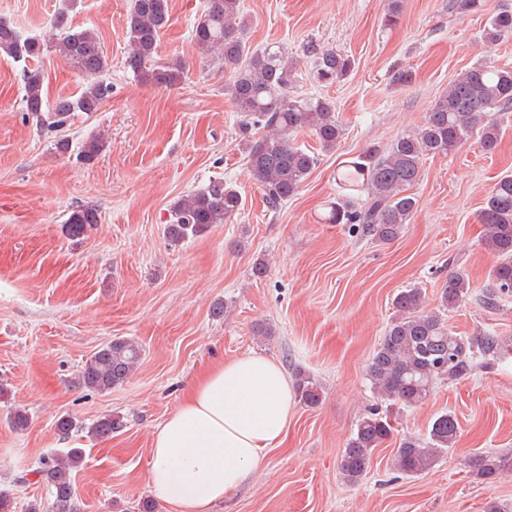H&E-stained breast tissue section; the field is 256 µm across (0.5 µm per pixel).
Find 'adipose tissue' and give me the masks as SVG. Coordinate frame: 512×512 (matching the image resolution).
<instances>
[{
    "label": "adipose tissue",
    "instance_id": "adipose-tissue-1",
    "mask_svg": "<svg viewBox=\"0 0 512 512\" xmlns=\"http://www.w3.org/2000/svg\"><path fill=\"white\" fill-rule=\"evenodd\" d=\"M291 388L279 363L248 354L211 368L152 442L148 482L172 512H214L288 430Z\"/></svg>",
    "mask_w": 512,
    "mask_h": 512
}]
</instances>
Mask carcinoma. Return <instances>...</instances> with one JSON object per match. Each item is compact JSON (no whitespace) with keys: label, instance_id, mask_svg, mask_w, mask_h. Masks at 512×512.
Returning <instances> with one entry per match:
<instances>
[{"label":"carcinoma","instance_id":"cac0c4a2","mask_svg":"<svg viewBox=\"0 0 512 512\" xmlns=\"http://www.w3.org/2000/svg\"><path fill=\"white\" fill-rule=\"evenodd\" d=\"M170 21L169 0H131L127 14L130 51L126 67L144 84L173 87L184 80L185 67L178 60L155 61L157 43ZM57 37L53 46L35 39H21L10 24L0 22V54L14 60L37 59L54 49L70 65L93 78L78 96H63L53 103L44 99V75L26 69L24 107L36 127L55 136L54 148L60 153L72 150L69 139L60 134L74 116L91 114L112 95V83L103 79L108 57L92 29L68 24L66 12L53 19ZM512 35V8L493 14L483 38L494 45ZM200 49L215 54L232 67L226 91L238 111L245 114V127L265 130L259 138L245 142L244 153L251 175L262 190L267 206L278 209L295 196L320 163L319 155L296 144V137L309 130L321 149H336L343 136V125L333 102L323 97H300L288 93L293 67L282 48L268 45L254 49L240 15V0H207V10L193 29ZM354 68V60L333 49L313 52L311 74L319 84L344 80ZM512 108V68L477 63L461 72L432 102L421 125L399 136L388 148L370 149L356 161L343 163L336 170V183L342 197L331 203V224H351L360 236L377 244L396 240L409 223L416 200L409 190L420 180L424 160L448 155L473 134L479 135L482 149L492 151L501 128L494 113ZM104 147L94 135L77 150V158L92 163ZM366 194L364 205L351 198ZM241 206L236 190L223 181H213L205 189L177 200L171 207L165 235L181 243L214 224H222ZM485 225L484 245L496 257L491 270L492 289L483 303L494 307L512 294V175L501 177L491 188L479 213ZM99 222L98 212L80 207L65 223L68 237L80 239ZM470 294V280L463 270L448 275L440 288L439 309L422 310L419 289L410 288L393 299L394 315L384 337L366 366V376L377 402L358 419L341 456L344 479L358 483L366 475L371 458L393 433V411L413 408L424 402L438 381H457L469 376L476 365L492 366L512 354V341L488 331L469 337L455 334L448 327L445 313L453 310ZM142 355L139 344L127 338H114L97 350L76 373L75 383L91 391L105 392L126 382ZM296 391L307 407L318 406L323 397L320 383L304 371L296 373ZM123 427L122 417L108 415L89 428L91 436L105 438ZM459 425L450 412L437 415L426 437L402 439L393 466L413 477L431 469L440 456L456 444ZM83 449L70 448L39 461L18 481L33 476L50 491L48 504L32 503L29 512H80L73 490V473L83 463ZM470 471L490 482L507 468L512 456L479 452L467 461Z\"/></svg>","mask_w":512,"mask_h":512}]
</instances>
